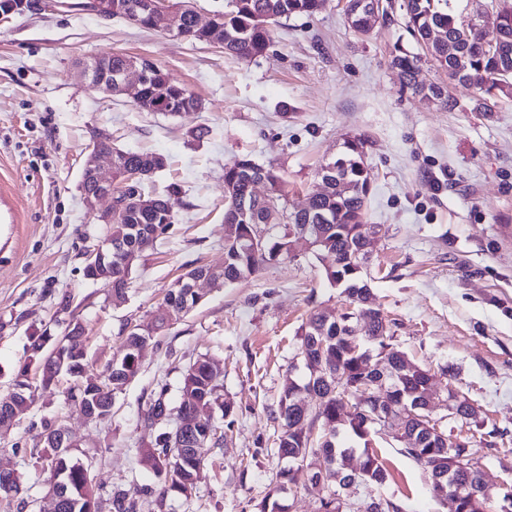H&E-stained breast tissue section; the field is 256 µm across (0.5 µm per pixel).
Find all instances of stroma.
Listing matches in <instances>:
<instances>
[{"mask_svg": "<svg viewBox=\"0 0 512 512\" xmlns=\"http://www.w3.org/2000/svg\"><path fill=\"white\" fill-rule=\"evenodd\" d=\"M85 0H31L0 23V398L10 393L36 336L85 329L86 374L103 375L127 323L157 314L186 271L224 263V166L247 155L279 168L287 204L316 191L323 163L350 137L367 142L368 221L381 231L369 248L373 303L392 322L389 341L438 386L477 404L476 422L442 430L469 441L471 463L492 493L512 483V98L495 111L467 108L470 87L430 63L419 78L447 86L458 105L437 106L403 90L389 64L395 45L414 50L400 10L368 35L353 32L345 0H323L311 17L276 26L268 50L241 61L223 49L105 20ZM107 52L146 57L203 103L199 112H144L100 94L76 75L81 59ZM169 164L145 180L160 193L178 185L174 223L133 264L126 302L113 307L103 284L83 272L84 253L107 235L83 201L84 159L96 135ZM333 255L297 245L287 259L226 286L203 285L199 306L147 345L137 374L116 392L112 416L85 422L65 400L73 379L0 435V464L21 481V506L0 497V512H49V471L30 452L45 423L76 431V458L102 487L134 492L136 512H253L286 465L276 454L272 418L286 378L303 380L302 327L310 311L340 316L341 290L326 278ZM224 364L231 428L204 448L189 496L159 501V479L142 458L151 439L140 422L158 383L180 402L183 369L199 356ZM393 438L372 451L389 473L363 484L361 500L387 498L401 512H444L422 467Z\"/></svg>", "mask_w": 512, "mask_h": 512, "instance_id": "obj_1", "label": "stroma"}]
</instances>
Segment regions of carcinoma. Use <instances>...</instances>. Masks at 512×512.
I'll return each instance as SVG.
<instances>
[{"label":"carcinoma","instance_id":"1","mask_svg":"<svg viewBox=\"0 0 512 512\" xmlns=\"http://www.w3.org/2000/svg\"><path fill=\"white\" fill-rule=\"evenodd\" d=\"M380 0H347L345 15L348 26L356 33H371L379 18L386 17V9ZM455 0H403L405 26L424 49V56L436 68L445 71L448 79L470 85L475 95L470 101L472 112H493L498 97L512 94V0H466L469 11H457ZM323 0H227V6L219 18L224 28V53L242 61L261 56L272 41L274 27L281 20L292 16H312L319 12ZM126 17L134 24L150 28L149 16L143 0H120ZM421 56L402 50L392 56L391 63L402 77L404 88L422 94L441 107L452 108L457 102L448 94V88L438 84L425 85L418 80ZM169 101L174 111L188 112L194 108L196 96L186 87L174 83L168 74L158 68L148 73L139 107L145 112L153 111L160 100ZM98 147L110 149L120 165L137 168L142 179L151 177L165 165L160 154L125 151L110 144ZM366 141L353 137L344 141L342 153L321 167V181L332 179L335 186L327 191L310 194L302 207L296 206L288 213L283 232L275 237L266 236L250 243L249 237L256 235L257 226L267 223L271 210H283L286 203V181L280 171L255 163L243 155L224 165V265L218 270L219 285L250 278L266 266L290 256L288 244L290 232L298 233L309 225L308 237L316 242L314 251L333 252L341 265L326 272L328 280L343 289L349 304L354 309L365 310L368 322L364 335L369 340H359L348 328L346 316L329 320L318 311L310 313L302 333V360L307 362L303 386L311 389L317 405L310 409L298 405L297 386L287 380L278 403L275 420L280 426L277 438V454L288 460L290 466L276 474L275 486L257 504L255 512H284L283 487L296 480L299 463L310 455L325 457L327 484L334 487L337 480H346L349 475V456L362 449L367 476L364 483L383 485L388 473L377 457L368 456L374 431L363 428L364 417L345 416L340 405L341 392L337 386L357 392V386L365 383L370 374L365 372L363 352L366 348L387 350L388 361L398 364L404 353L386 342L390 327L380 309L368 306L370 289L361 277L367 263L363 250L367 232V203L370 194V177L366 165ZM264 182L266 193L254 192L258 182ZM180 194L176 186L153 197V205L138 208L124 201L132 193L117 190L115 203L119 209L114 214L112 235L120 237L127 227L139 225L142 234L159 238L172 224V198ZM211 268L199 266L178 278L168 289L164 302L176 300L172 317L156 315L136 324V328L123 337L122 344L112 362L104 372L112 378V390H118L133 378L139 369L137 341L145 336L149 339L159 335L172 322L179 320L197 307L201 301L188 284L196 276L209 274ZM130 271L122 265L121 258L112 257V305L126 301L127 281ZM50 337L41 335L32 344L35 361L25 362L17 377L24 378L31 368L39 367L46 355L43 346ZM224 369L220 363L203 356L189 364L181 380V401L177 413L198 408H215L222 417H228L232 408L224 402ZM428 371L418 367L400 383V388L380 399L370 397L365 410L373 412H396L399 403L418 398L425 389ZM167 385L154 390L148 408L143 415L144 427L153 428L167 419L171 408L167 401ZM320 430L311 435L315 423ZM213 426L210 418L204 417L190 434H178L166 429L150 441L144 459L156 471L162 481L159 502H164L170 493H190L199 478L202 459L197 456V440L212 442ZM409 432L419 441V450L404 449L415 461L419 454L434 449V440L418 425L409 426ZM455 466L448 469V485H466L479 477V471L470 464V448L462 442L453 451ZM69 469L61 476L70 490V498L61 503L59 512H90L97 505L98 494L93 479L76 468L77 462L68 453ZM432 497L447 512H486L487 504L474 503L470 499L441 497L436 487H430ZM113 512H136L133 496L118 492L112 496Z\"/></svg>","mask_w":512,"mask_h":512}]
</instances>
